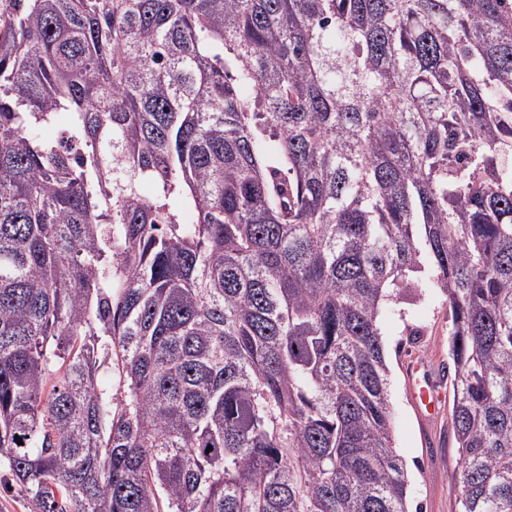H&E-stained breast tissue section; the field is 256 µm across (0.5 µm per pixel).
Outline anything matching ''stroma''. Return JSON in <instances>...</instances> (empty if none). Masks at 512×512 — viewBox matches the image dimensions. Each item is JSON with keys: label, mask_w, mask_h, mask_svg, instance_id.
<instances>
[{"label": "stroma", "mask_w": 512, "mask_h": 512, "mask_svg": "<svg viewBox=\"0 0 512 512\" xmlns=\"http://www.w3.org/2000/svg\"><path fill=\"white\" fill-rule=\"evenodd\" d=\"M417 302L385 306L379 323L391 371L390 407L396 448L411 478L409 505L422 512H458L450 486L455 480L457 444L450 427V400H443L437 420L423 425L410 400L401 368L413 356L441 374L440 388L449 392L453 366L448 357V306L430 284Z\"/></svg>", "instance_id": "1"}]
</instances>
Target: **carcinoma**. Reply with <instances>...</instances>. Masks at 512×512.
<instances>
[{
  "label": "carcinoma",
  "mask_w": 512,
  "mask_h": 512,
  "mask_svg": "<svg viewBox=\"0 0 512 512\" xmlns=\"http://www.w3.org/2000/svg\"><path fill=\"white\" fill-rule=\"evenodd\" d=\"M9 3L4 486L31 512H409L379 315L425 275L460 512H512V0ZM98 387L105 394L106 398H113L114 403L117 401L115 398H120L121 392H123L122 379L116 365V360L112 359V354L106 358L99 372Z\"/></svg>",
  "instance_id": "obj_1"
}]
</instances>
